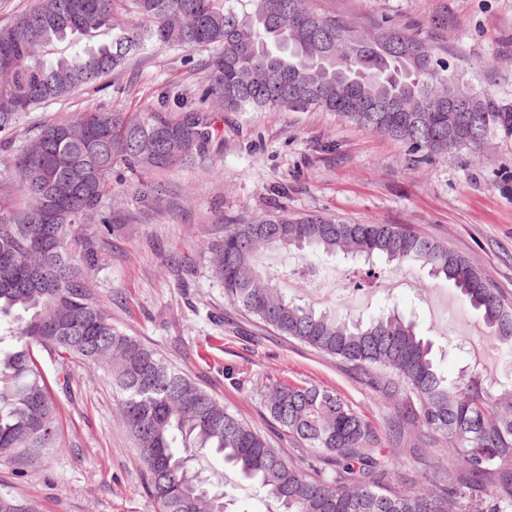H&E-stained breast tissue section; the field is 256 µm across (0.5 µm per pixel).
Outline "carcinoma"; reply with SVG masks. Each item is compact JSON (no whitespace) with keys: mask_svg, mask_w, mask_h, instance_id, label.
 <instances>
[{"mask_svg":"<svg viewBox=\"0 0 512 512\" xmlns=\"http://www.w3.org/2000/svg\"><path fill=\"white\" fill-rule=\"evenodd\" d=\"M114 0H36L0 26V132L22 114L91 86L145 49L220 51L204 65L198 102L145 113L84 112L41 127L0 172V457L36 463L57 447L58 404L36 351L91 361L110 377L117 417L145 469L158 512H228L226 493L189 465L207 449L258 485L279 512H512V381L485 386L469 369L450 378L413 322L392 312L366 323L299 304L257 266L265 251L343 253L419 263L453 283L512 352V299L469 259L400 224L273 210L233 224L213 249L224 297L256 326L336 358L388 400L425 439L374 447L365 418L314 385L260 386L262 405L293 450L252 427L140 339L112 326L94 292L99 244L114 231L102 209L126 174L194 164L213 142L208 103L226 112H335L407 147L415 163L512 135V102L440 56L431 41L382 21L364 29L312 0H131L138 22L112 23ZM107 39L81 44L97 34ZM312 449L304 459L298 452ZM448 449V466L429 460ZM0 512H39L0 490Z\"/></svg>","mask_w":512,"mask_h":512,"instance_id":"obj_1","label":"carcinoma"}]
</instances>
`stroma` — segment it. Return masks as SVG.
I'll return each mask as SVG.
<instances>
[{"label":"stroma","instance_id":"1","mask_svg":"<svg viewBox=\"0 0 512 512\" xmlns=\"http://www.w3.org/2000/svg\"><path fill=\"white\" fill-rule=\"evenodd\" d=\"M361 25L388 20L436 39L443 57L512 99V0H315ZM207 51L148 50L97 85L21 116L4 143L19 145L62 116L97 108L146 112L162 87L195 93ZM496 68L482 73L487 58ZM223 137L192 166L128 177L104 200L116 229L101 244L94 285L115 328L154 348L203 390L253 426L270 431L256 383L314 384L340 395L384 436L387 406L346 365L297 341L260 333L224 297L212 272L211 248L228 224L266 213H326L353 223L402 224L469 258L512 296V137L477 151L413 163L399 142L360 129L333 112H227L214 106ZM263 270L299 303H323L368 318L398 309L434 345L441 370L457 376L478 367L483 379L512 373L479 314L453 285L411 265L401 269L343 256L263 254ZM335 271V291L319 300L301 268ZM71 392L59 397L60 447L40 463L0 459V487L36 500L40 512H154L143 465L119 423L112 383L103 370L72 362ZM222 485L231 512H278L263 490L208 452L192 462Z\"/></svg>","mask_w":512,"mask_h":512}]
</instances>
